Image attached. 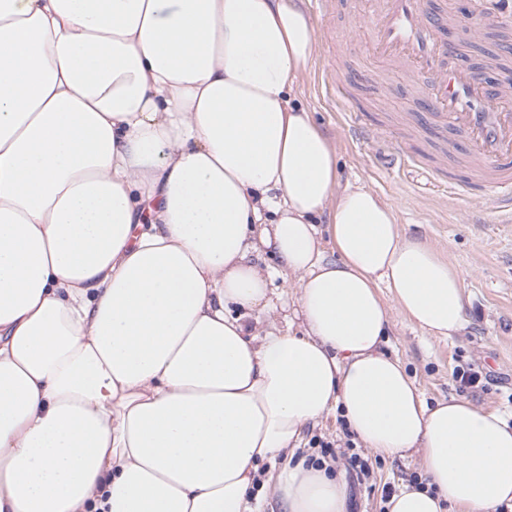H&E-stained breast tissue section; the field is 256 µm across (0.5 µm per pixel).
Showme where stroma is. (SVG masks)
<instances>
[{
	"instance_id": "35a3bbf8",
	"label": "stroma",
	"mask_w": 512,
	"mask_h": 512,
	"mask_svg": "<svg viewBox=\"0 0 512 512\" xmlns=\"http://www.w3.org/2000/svg\"><path fill=\"white\" fill-rule=\"evenodd\" d=\"M357 0H343L333 20L315 19L317 51L304 80L301 103L338 146L342 179L360 180L397 206L405 230L425 236L465 276L468 324L447 340L428 336L401 317H393L385 351L398 356L427 402L458 394L456 367L475 365L487 373L484 388L467 391L474 404L498 409L512 422V219L495 207L492 194L475 190L455 196L449 178L467 173L448 153V139L414 111L404 80L385 72L365 52L346 55L333 32L349 33L362 43L368 29L356 16ZM512 36L487 32L466 48L463 60L481 75L500 59ZM336 67L350 85L353 102L365 121L380 134L391 133L415 162L386 167L379 159L380 143L352 136L343 113L321 78L325 67ZM337 454L336 465L347 469L351 448L358 442L340 415L331 414L304 435L303 454H319L321 446ZM370 486L349 478L348 512H380L384 485L402 487L420 476L418 458L370 453Z\"/></svg>"
}]
</instances>
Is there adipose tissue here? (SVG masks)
Returning <instances> with one entry per match:
<instances>
[{
  "instance_id": "1",
  "label": "adipose tissue",
  "mask_w": 512,
  "mask_h": 512,
  "mask_svg": "<svg viewBox=\"0 0 512 512\" xmlns=\"http://www.w3.org/2000/svg\"><path fill=\"white\" fill-rule=\"evenodd\" d=\"M316 50L297 0H0V512H347L303 458L255 482L337 411L418 455L390 512L512 502V424L381 349L463 331L465 278L341 180ZM276 275L297 328L245 320Z\"/></svg>"
}]
</instances>
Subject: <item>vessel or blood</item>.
<instances>
[{
	"label": "vessel or blood",
	"instance_id": "vessel-or-blood-1",
	"mask_svg": "<svg viewBox=\"0 0 512 512\" xmlns=\"http://www.w3.org/2000/svg\"><path fill=\"white\" fill-rule=\"evenodd\" d=\"M475 31H512V0H468ZM359 16L367 21V52L399 73L421 92L415 106L442 131L462 133L472 173L462 192L491 190L499 212H512V72L489 82L461 61L468 33H454L455 19L446 10H432L424 0H360ZM336 106L354 135H370L338 75L326 78Z\"/></svg>",
	"mask_w": 512,
	"mask_h": 512
}]
</instances>
